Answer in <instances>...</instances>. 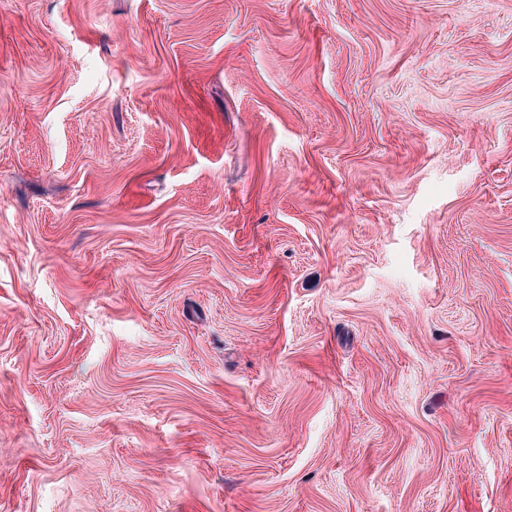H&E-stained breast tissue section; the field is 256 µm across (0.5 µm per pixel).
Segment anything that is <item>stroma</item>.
I'll list each match as a JSON object with an SVG mask.
<instances>
[{
    "label": "stroma",
    "mask_w": 512,
    "mask_h": 512,
    "mask_svg": "<svg viewBox=\"0 0 512 512\" xmlns=\"http://www.w3.org/2000/svg\"><path fill=\"white\" fill-rule=\"evenodd\" d=\"M0 512H512V0H0Z\"/></svg>",
    "instance_id": "obj_1"
}]
</instances>
